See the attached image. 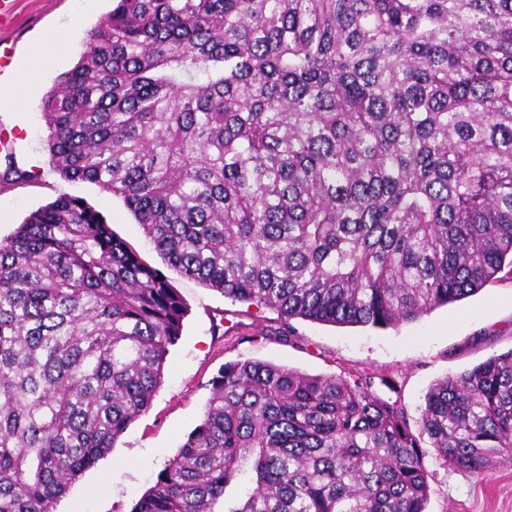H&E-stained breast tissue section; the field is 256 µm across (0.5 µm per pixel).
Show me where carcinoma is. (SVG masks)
<instances>
[{"label":"carcinoma","instance_id":"cac0c4a2","mask_svg":"<svg viewBox=\"0 0 512 512\" xmlns=\"http://www.w3.org/2000/svg\"><path fill=\"white\" fill-rule=\"evenodd\" d=\"M49 163L233 302L386 329L512 275V0H118L43 101ZM185 304L83 199L0 240V512L57 500L150 406ZM436 458H512V349L437 381ZM425 512L370 377L225 363L131 512Z\"/></svg>","mask_w":512,"mask_h":512}]
</instances>
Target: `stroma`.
Instances as JSON below:
<instances>
[{"label":"stroma","instance_id":"1","mask_svg":"<svg viewBox=\"0 0 512 512\" xmlns=\"http://www.w3.org/2000/svg\"><path fill=\"white\" fill-rule=\"evenodd\" d=\"M113 6L114 0H13L0 14V43L12 49L8 69L29 76L27 83L0 87V170L11 160L30 175L27 182L0 189V239L60 195L77 196L144 263L159 269L157 250L121 198L66 180L48 163L42 101L58 76L77 63L87 32ZM167 277L186 315L162 385L115 448L69 487L56 512H131L202 419L211 380L226 362L252 359L310 375L374 377L375 391L403 407L415 430L424 396L436 381L512 349V278L506 276L414 322L379 330L298 318L284 338L273 334L276 311L231 302L172 270ZM423 464L430 485L426 512H512V462L482 480L446 466L429 447Z\"/></svg>","mask_w":512,"mask_h":512}]
</instances>
